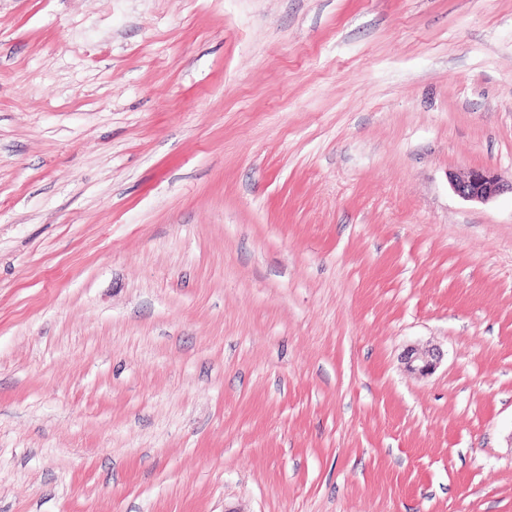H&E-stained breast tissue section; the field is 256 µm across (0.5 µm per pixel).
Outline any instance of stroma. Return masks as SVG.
I'll return each instance as SVG.
<instances>
[{"instance_id":"1","label":"stroma","mask_w":512,"mask_h":512,"mask_svg":"<svg viewBox=\"0 0 512 512\" xmlns=\"http://www.w3.org/2000/svg\"><path fill=\"white\" fill-rule=\"evenodd\" d=\"M475 167L512 0H0V512H512ZM440 358L439 352H434V350H410L407 352L405 356L406 364L409 369L418 371L421 374H428L431 372ZM416 363V365H413Z\"/></svg>"}]
</instances>
